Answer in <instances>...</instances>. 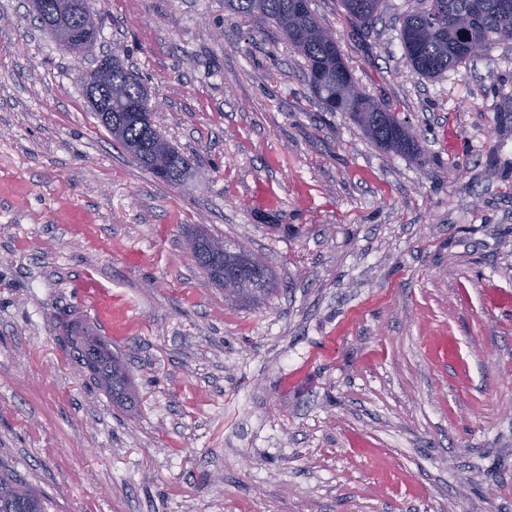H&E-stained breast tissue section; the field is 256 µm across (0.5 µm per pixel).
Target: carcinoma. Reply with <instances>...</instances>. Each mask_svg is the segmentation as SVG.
Returning <instances> with one entry per match:
<instances>
[{
  "label": "carcinoma",
  "instance_id": "cac0c4a2",
  "mask_svg": "<svg viewBox=\"0 0 512 512\" xmlns=\"http://www.w3.org/2000/svg\"><path fill=\"white\" fill-rule=\"evenodd\" d=\"M30 0L29 12L39 27L58 39L50 24L58 11L56 0ZM87 15L77 19L74 27L78 39L72 55L90 50L100 31L101 15L109 0H86ZM383 0H341L351 19L372 24ZM428 6L415 9L402 20L400 38L411 69L433 80L455 68L464 60L467 47L480 43L487 47L496 40L512 41V0H427ZM230 12L258 15L273 23L288 43L303 58L309 86L314 95L331 112H344L361 132L387 153L406 156L420 154V144L411 129L394 113L360 89L345 64L336 36L320 22L310 7V0H224ZM112 64L104 91L108 111L98 118L117 143L143 170L162 173L160 180L184 188L191 179L189 160L156 128L150 95L141 79L116 59ZM250 251L232 242H224V264L245 262ZM249 290L235 298L240 303L264 302L273 291V275L264 266L256 279L241 276ZM70 345L79 364L89 369L112 401L123 403L132 398L129 370L110 351L111 342L84 330L74 331ZM0 512H44L43 499L23 479L0 474Z\"/></svg>",
  "mask_w": 512,
  "mask_h": 512
}]
</instances>
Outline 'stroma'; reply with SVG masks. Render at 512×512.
I'll return each mask as SVG.
<instances>
[{"label":"stroma","instance_id":"stroma-1","mask_svg":"<svg viewBox=\"0 0 512 512\" xmlns=\"http://www.w3.org/2000/svg\"><path fill=\"white\" fill-rule=\"evenodd\" d=\"M416 6L366 29L311 0L413 159L326 111L276 26L224 0H109L81 59L0 0V470L46 512H512V42L422 78ZM104 55L159 101L191 189L98 122ZM196 226L265 258L264 303L205 283ZM80 327L134 407L79 366ZM73 333L75 336H71L70 345L79 364L92 372L114 403L131 399L129 370L118 357L112 356L111 342L84 330Z\"/></svg>","mask_w":512,"mask_h":512}]
</instances>
